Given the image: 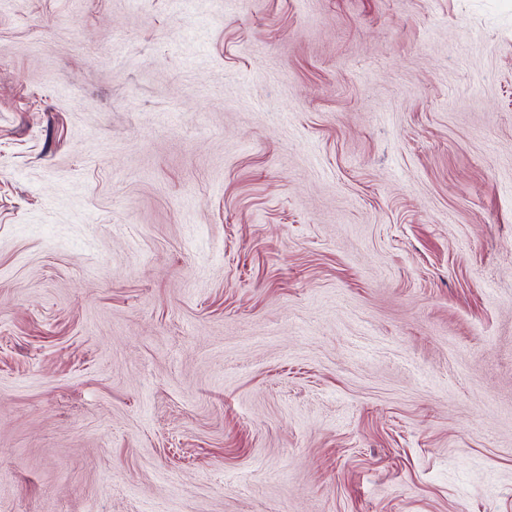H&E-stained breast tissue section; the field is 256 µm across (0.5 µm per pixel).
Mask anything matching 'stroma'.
<instances>
[{
	"label": "stroma",
	"instance_id": "stroma-1",
	"mask_svg": "<svg viewBox=\"0 0 512 512\" xmlns=\"http://www.w3.org/2000/svg\"><path fill=\"white\" fill-rule=\"evenodd\" d=\"M0 512H512V0H0Z\"/></svg>",
	"mask_w": 512,
	"mask_h": 512
}]
</instances>
